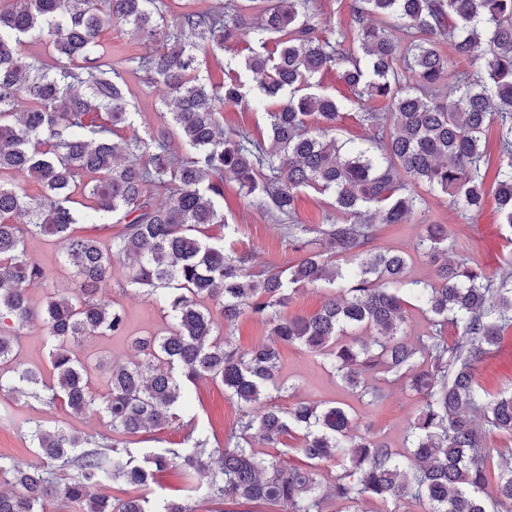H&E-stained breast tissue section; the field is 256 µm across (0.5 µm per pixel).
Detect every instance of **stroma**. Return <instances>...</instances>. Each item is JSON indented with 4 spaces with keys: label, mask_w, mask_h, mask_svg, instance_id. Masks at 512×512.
Here are the masks:
<instances>
[{
    "label": "stroma",
    "mask_w": 512,
    "mask_h": 512,
    "mask_svg": "<svg viewBox=\"0 0 512 512\" xmlns=\"http://www.w3.org/2000/svg\"><path fill=\"white\" fill-rule=\"evenodd\" d=\"M248 53L246 44L238 43L224 49L200 51L196 74L208 85L219 86L228 78V66L238 63ZM123 76L133 91L130 109L133 128L117 129V136H127L130 131L146 132L159 124L158 115L165 111L169 98L167 89L157 83H146L131 69L125 68ZM229 223L237 228L229 237L231 246L239 251H250L264 262L285 265L295 262L300 254L291 249L278 230L271 214L260 209L251 198L244 196L238 185L231 180L224 183V198L220 202ZM431 218L448 225L457 240L458 253L471 258L488 276L496 277L508 269L506 260L512 256V244L501 237L500 219L493 205H486L479 213L461 215L451 205L448 197L429 200ZM28 256L41 263L48 272L44 283L28 285L26 293L34 310H41L50 287H69L71 268L60 262L58 247L52 239L36 236L27 239ZM128 278L127 267L113 262L109 290L110 299L125 310L129 333L147 336L163 330L167 321L159 306L132 288L119 292L118 286ZM80 355L90 367L91 387L97 394L107 390L112 366L124 362L128 355L125 339L111 336H94L83 340ZM19 359L31 367L39 368L44 375H51L46 336L40 318H33L23 328L20 338ZM280 372L284 379L294 384L292 397L279 398L281 407H288L294 400H310L321 403L342 402L349 405L360 424L372 429L394 450H402L404 429L420 406L417 395L398 383L380 382L381 397L372 406L358 401L342 385L340 380L324 367L318 358L297 346H281ZM477 376L492 391H512V333L505 335L499 346L480 364ZM196 400L192 413L200 429L227 436L235 423L236 406L224 395L223 385L207 380L194 390ZM38 421L48 427L62 426L77 435L107 433L108 426L102 416L77 415L63 406H49L36 401L15 400L0 394V457L26 463L32 460L26 431L29 422Z\"/></svg>",
    "instance_id": "35a3bbf8"
}]
</instances>
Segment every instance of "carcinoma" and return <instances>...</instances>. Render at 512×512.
<instances>
[{
	"instance_id": "1",
	"label": "carcinoma",
	"mask_w": 512,
	"mask_h": 512,
	"mask_svg": "<svg viewBox=\"0 0 512 512\" xmlns=\"http://www.w3.org/2000/svg\"><path fill=\"white\" fill-rule=\"evenodd\" d=\"M257 21L186 7L169 26L163 0H0V393L73 413H102L112 433L151 434L190 412V386L224 385L236 404L235 427L211 439L190 426L180 447L137 457L126 443L78 436L35 423L27 436L38 463L0 460V512H44L62 498L81 512H196L194 495L228 507L265 505L276 512H325L333 499L351 507L367 500H408L427 512H512V462L487 478L502 451L489 441L512 436V392L494 394L476 377L478 364L512 331V273L495 281L455 248L445 224L429 221L422 185L451 197L462 213L480 211L487 195L486 132L495 128L499 163L493 195L512 235V0H353L354 28L322 22L310 0H251ZM131 26L144 50L128 58L148 83L161 82L174 109L164 126L118 141L111 128L132 125L127 84L99 34ZM402 31L398 39L388 29ZM45 41L26 56L27 41ZM249 43L244 68L258 90L249 101L240 77L217 88L196 75L195 51ZM479 64L473 77L457 60ZM334 71L350 90L340 100L315 93L316 75ZM452 97L441 94L442 88ZM386 102V111L374 108ZM369 131L353 143L334 136L344 106ZM264 110L267 134L224 129L226 107ZM108 113L111 127L90 114ZM190 153L172 151V136ZM27 171L38 197L12 182ZM410 182L398 178L400 172ZM258 198L282 226L301 259L285 267L258 264L246 251L201 240L206 224L235 231L217 198L224 180ZM329 192L336 214L296 223L298 193ZM89 198L74 208L76 194ZM168 201L159 204L155 196ZM110 217L121 225L107 243L79 235L77 224ZM420 231L414 253L435 268L431 283L408 277L410 254L375 252L381 224ZM50 236L76 268V288L54 293L39 316L47 330L51 381L17 360L21 330L33 317L23 284L47 280L26 254V239ZM129 267L127 284L160 304L167 328L131 340L132 357L112 366L106 395L91 388L75 346L87 336H124L123 310L105 297L112 261ZM341 287L310 316L284 309L307 285ZM421 311L426 334L409 341L406 309ZM230 326L248 316L274 337L243 350L216 333L213 309ZM453 329L456 340L448 342ZM373 334L367 344L359 331ZM298 346L326 363L358 399L374 404L368 375L382 373L421 397L401 455L374 431L355 429L343 406L298 400L283 409L274 395L293 389L279 377V345ZM299 439L300 465L254 450L287 436ZM338 466L321 489L317 466ZM176 466L183 485L152 507L139 497L116 503L91 490L108 483L144 486Z\"/></svg>"
}]
</instances>
